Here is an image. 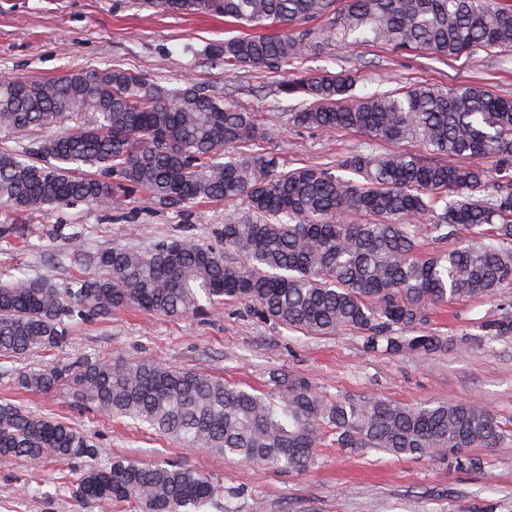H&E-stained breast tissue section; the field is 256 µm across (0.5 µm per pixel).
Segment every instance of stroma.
<instances>
[{"instance_id":"obj_1","label":"stroma","mask_w":512,"mask_h":512,"mask_svg":"<svg viewBox=\"0 0 512 512\" xmlns=\"http://www.w3.org/2000/svg\"><path fill=\"white\" fill-rule=\"evenodd\" d=\"M235 33L223 17L161 15L139 7L137 0H0V79L45 81L118 64L165 85L190 77L239 108L270 111L267 91L284 80V73L265 68L228 72L204 53L207 44ZM306 66L352 75L359 95L416 83L448 87L466 82L512 97V52L500 50H481L450 62L417 51L396 53L332 41L310 56ZM366 141L358 131L312 132L279 123L266 147L294 168L335 163ZM133 207L139 217L131 224L85 206L60 214L21 212L18 220L27 225L29 242L0 240V269L66 276L57 260L69 244L62 236H44L49 224L82 226L92 250L118 244L148 247L187 233L210 244L214 228L243 211L238 204L198 206L186 224L143 198ZM497 307V299L490 298L437 311L428 331L453 337L457 344L428 357L369 352L353 330L307 336L232 301L221 305L219 315L180 319L121 310L106 321L74 324L60 348L0 358V397L14 398L34 413L94 437L100 446L97 465L128 455L145 463L175 461L203 472L220 495L201 512H224L228 505L234 512H512V445L480 450L481 469L460 470L426 457L349 453L327 443L318 448L308 470L274 472L206 449L185 452L175 440L127 419H101L80 409L66 389L28 394L16 384L19 372L49 363L145 357L254 387L265 385L270 372L283 370L309 378L334 397L383 396L408 405L477 402L512 428V338L489 348L468 341L480 319ZM57 469L55 460H46L40 477L33 479L25 465L0 459V512H88L57 482Z\"/></svg>"}]
</instances>
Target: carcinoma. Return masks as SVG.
Segmentation results:
<instances>
[{
	"label": "carcinoma",
	"instance_id": "1",
	"mask_svg": "<svg viewBox=\"0 0 512 512\" xmlns=\"http://www.w3.org/2000/svg\"><path fill=\"white\" fill-rule=\"evenodd\" d=\"M157 12L220 15L246 33L210 43L234 70L286 72L274 116L299 129L355 130L365 149L334 165L289 168L262 148L266 112H249L186 78L167 87L119 67L40 82L0 84V239L28 237L13 215L79 204L121 211L134 198L189 221L204 203H241L215 229L224 251L193 235L150 248L87 252L68 236L79 277L0 272V356L52 350L79 322L136 307L179 318L209 316L225 300L308 335L354 330L371 352L431 356L453 344L419 327L439 306L512 290V99L481 85L354 94L349 76L300 67L328 39L425 51L456 61L479 50L512 51V0H140ZM325 21L323 29L303 24ZM74 125L58 127L65 119ZM418 151H376L379 143ZM499 162L495 194L485 162ZM436 244L422 252L424 242ZM512 337V301L478 324L474 340ZM34 393L64 386L101 417L130 418L175 439L267 469L307 470L326 439L339 449L427 456L477 469L473 451L512 443L486 406L434 401L408 406L366 396L330 397L285 371L266 388L176 369L149 358L85 359L18 376ZM86 432L0 398V457L32 477L48 458L94 460ZM80 504L102 512H199L218 494L197 469L118 457L66 481Z\"/></svg>",
	"mask_w": 512,
	"mask_h": 512
}]
</instances>
